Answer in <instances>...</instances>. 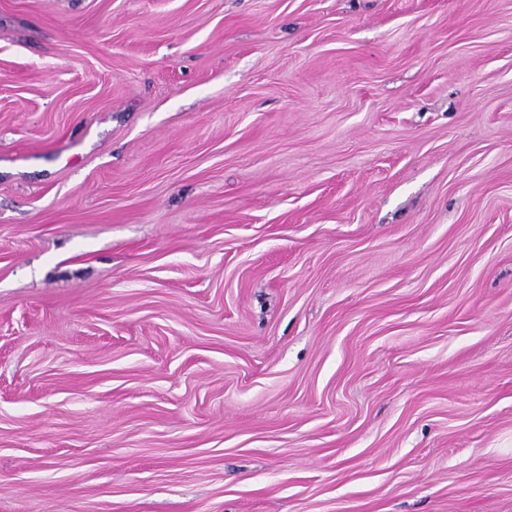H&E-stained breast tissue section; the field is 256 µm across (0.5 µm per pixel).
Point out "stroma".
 <instances>
[{"label":"stroma","mask_w":512,"mask_h":512,"mask_svg":"<svg viewBox=\"0 0 512 512\" xmlns=\"http://www.w3.org/2000/svg\"><path fill=\"white\" fill-rule=\"evenodd\" d=\"M0 512H512V0H0Z\"/></svg>","instance_id":"35a3bbf8"}]
</instances>
